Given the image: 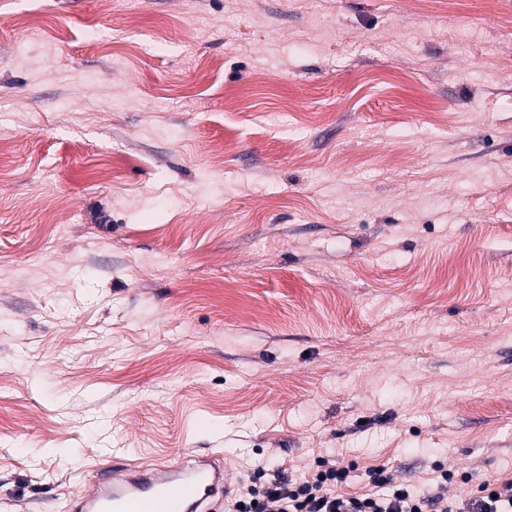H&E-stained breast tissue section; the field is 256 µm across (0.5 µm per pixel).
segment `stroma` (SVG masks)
I'll use <instances>...</instances> for the list:
<instances>
[{
    "instance_id": "stroma-1",
    "label": "stroma",
    "mask_w": 512,
    "mask_h": 512,
    "mask_svg": "<svg viewBox=\"0 0 512 512\" xmlns=\"http://www.w3.org/2000/svg\"><path fill=\"white\" fill-rule=\"evenodd\" d=\"M30 9L0 0V512L203 452L512 480V0Z\"/></svg>"
}]
</instances>
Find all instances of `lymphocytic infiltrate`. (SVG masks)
<instances>
[{"label": "lymphocytic infiltrate", "instance_id": "obj_1", "mask_svg": "<svg viewBox=\"0 0 512 512\" xmlns=\"http://www.w3.org/2000/svg\"><path fill=\"white\" fill-rule=\"evenodd\" d=\"M355 470V464L328 456L300 478L280 474L267 480L258 473L241 484L229 512H512V480L477 481L468 473L464 479L476 481V495L454 498L448 494L453 479L448 471H441L435 484L416 489L377 465L364 473L368 492L352 495L344 488Z\"/></svg>", "mask_w": 512, "mask_h": 512}]
</instances>
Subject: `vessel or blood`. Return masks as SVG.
I'll return each mask as SVG.
<instances>
[{
  "mask_svg": "<svg viewBox=\"0 0 512 512\" xmlns=\"http://www.w3.org/2000/svg\"><path fill=\"white\" fill-rule=\"evenodd\" d=\"M230 481L223 461L215 458L133 466L120 473L105 470L69 512H213Z\"/></svg>",
  "mask_w": 512,
  "mask_h": 512,
  "instance_id": "1",
  "label": "vessel or blood"
}]
</instances>
